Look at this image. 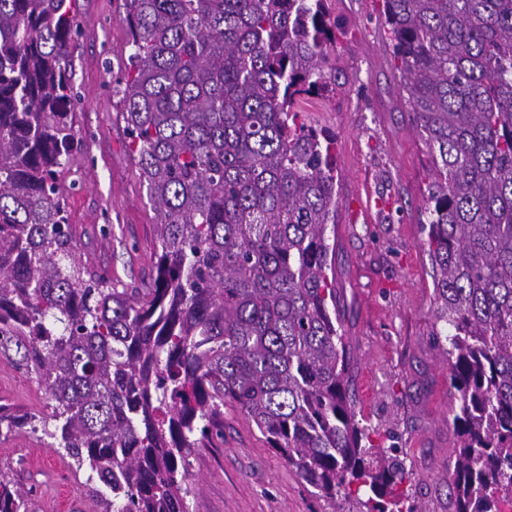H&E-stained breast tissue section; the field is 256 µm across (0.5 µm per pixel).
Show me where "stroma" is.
I'll return each mask as SVG.
<instances>
[{
	"label": "stroma",
	"mask_w": 512,
	"mask_h": 512,
	"mask_svg": "<svg viewBox=\"0 0 512 512\" xmlns=\"http://www.w3.org/2000/svg\"><path fill=\"white\" fill-rule=\"evenodd\" d=\"M380 0H328L336 25V91L310 99L303 117L334 137L338 224L336 285L350 340L355 409L369 442L399 449L422 512H455L450 494L457 406L434 332L436 303L426 245V148L390 62ZM80 34L70 55L79 133H92L63 178L69 217L88 269L117 288L142 287L156 253L154 210L128 148L117 88L129 49L123 0H76ZM0 404L45 412L35 372L0 354ZM186 512H360L344 495L306 485L233 406L207 447L190 458ZM0 474L28 512H112L63 449L20 428L0 436Z\"/></svg>",
	"instance_id": "1"
}]
</instances>
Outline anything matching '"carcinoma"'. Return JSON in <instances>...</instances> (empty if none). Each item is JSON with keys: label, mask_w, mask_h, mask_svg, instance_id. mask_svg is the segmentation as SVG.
<instances>
[{"label": "carcinoma", "mask_w": 512, "mask_h": 512, "mask_svg": "<svg viewBox=\"0 0 512 512\" xmlns=\"http://www.w3.org/2000/svg\"><path fill=\"white\" fill-rule=\"evenodd\" d=\"M75 0H0V353L39 376L55 440L112 512H186L192 451L231 403L326 496L417 512L366 448L329 255L336 90L327 0H123V116L157 230L146 288L77 260L62 175L79 147ZM432 182L437 322L458 401L456 512L512 504V0H381ZM0 512H27L0 479Z\"/></svg>", "instance_id": "carcinoma-1"}]
</instances>
